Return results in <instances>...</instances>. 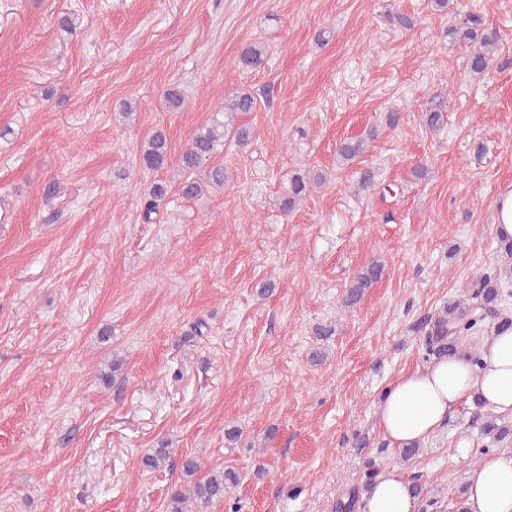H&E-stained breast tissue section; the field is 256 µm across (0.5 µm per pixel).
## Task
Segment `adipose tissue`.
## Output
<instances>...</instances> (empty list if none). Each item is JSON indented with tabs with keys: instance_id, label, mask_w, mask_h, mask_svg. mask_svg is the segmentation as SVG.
I'll return each instance as SVG.
<instances>
[{
	"instance_id": "ef3b65f1",
	"label": "adipose tissue",
	"mask_w": 512,
	"mask_h": 512,
	"mask_svg": "<svg viewBox=\"0 0 512 512\" xmlns=\"http://www.w3.org/2000/svg\"><path fill=\"white\" fill-rule=\"evenodd\" d=\"M512 416V329L461 337L454 355L401 373L385 390L377 427L390 447L424 445L470 397ZM468 512H512V456L484 455L467 475ZM403 474L384 469L362 496L363 512H415Z\"/></svg>"
}]
</instances>
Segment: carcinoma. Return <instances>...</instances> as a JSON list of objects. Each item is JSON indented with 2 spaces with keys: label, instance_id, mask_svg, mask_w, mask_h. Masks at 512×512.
Instances as JSON below:
<instances>
[{
  "label": "carcinoma",
  "instance_id": "carcinoma-1",
  "mask_svg": "<svg viewBox=\"0 0 512 512\" xmlns=\"http://www.w3.org/2000/svg\"><path fill=\"white\" fill-rule=\"evenodd\" d=\"M482 18L470 13L466 17V26L453 28L450 34L473 44L468 57L469 70L474 74L486 72L492 65V50L497 41L496 32H485L482 28ZM266 49L260 43L251 44L241 55L242 62L250 67H259L264 61ZM257 99L247 89L236 91L228 99L226 109L232 112H253L256 110ZM226 124L218 117H212L208 123L197 129L190 141L189 148L180 159L181 170L186 178L181 182V194L185 199H195L203 192V183L222 188L228 176L224 165L215 164L205 169L204 179L192 176V172L209 161L224 147ZM365 140L362 138L346 139L336 150L337 160L345 165L354 161L364 152ZM141 162L150 170L162 168L168 160L169 142L165 132L156 131L141 144ZM307 188L306 181L301 176L291 179L288 198L284 205L293 208ZM167 195L165 186L156 183L151 186V200L145 205L143 219L151 221V215L157 213V202ZM384 273L383 265L373 261L361 270L346 288L342 302L346 307L357 305L365 291L379 282ZM473 292L468 302L457 301L435 315L431 332L428 333L429 353L437 356L449 355L456 351L455 337L469 332L480 331L487 323L500 328L512 327V319L503 315L501 305L512 297V264L503 270L484 274L472 284ZM170 461V449L154 448L152 452L141 459L144 469L159 470ZM240 484V475L232 468H223L210 472L207 476L194 482L187 489L173 491L167 501L166 512H193L194 509H204L226 498L231 490Z\"/></svg>",
  "mask_w": 512,
  "mask_h": 512
}]
</instances>
